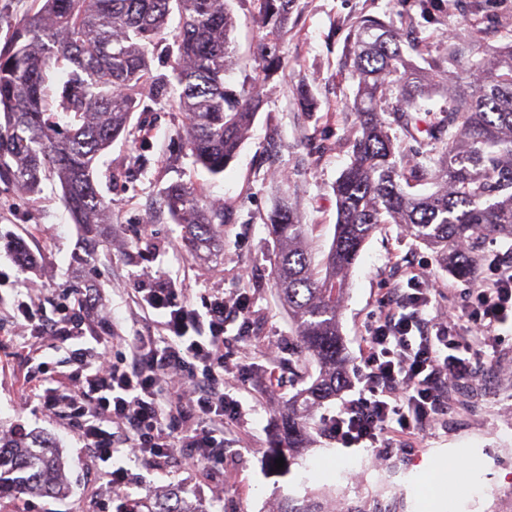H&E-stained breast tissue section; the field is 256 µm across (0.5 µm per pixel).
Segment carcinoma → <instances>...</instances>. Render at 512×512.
Returning a JSON list of instances; mask_svg holds the SVG:
<instances>
[{
  "label": "carcinoma",
  "instance_id": "cac0c4a2",
  "mask_svg": "<svg viewBox=\"0 0 512 512\" xmlns=\"http://www.w3.org/2000/svg\"><path fill=\"white\" fill-rule=\"evenodd\" d=\"M231 0H39L0 43V182L27 195L44 180L59 183L62 203L90 243L107 235L112 204L95 183L100 155L130 135L147 97L188 117L184 140L193 162L218 176L235 157L260 109L257 92H237L224 76L236 64L230 39ZM294 0H259L261 23L280 33ZM179 27L165 53L171 73L152 67L151 47L165 39L173 14ZM477 72L455 77L447 118L430 126L435 166L399 167L382 117L390 111L408 135L416 112H427L428 90L404 70L399 34L376 18L358 22L350 46L358 78L353 108L359 135L352 160L336 182L335 234L321 271L308 248L310 225L288 203L266 218L280 252L274 284L295 322L303 348L322 371L288 402L279 447L290 460L316 425V410L348 381L349 362L338 308L349 270L382 224H400L442 264L465 276L479 233L512 240V44H477ZM459 130V135L451 129ZM436 178L444 191L408 193L404 185ZM163 204L188 226L191 250L212 246L224 207L190 184L169 186ZM66 490L55 449L22 432H0V498H55ZM326 500L305 497L279 512H326ZM148 512H196L177 493Z\"/></svg>",
  "mask_w": 512,
  "mask_h": 512
}]
</instances>
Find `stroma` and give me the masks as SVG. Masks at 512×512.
I'll return each mask as SVG.
<instances>
[{
	"instance_id": "stroma-1",
	"label": "stroma",
	"mask_w": 512,
	"mask_h": 512,
	"mask_svg": "<svg viewBox=\"0 0 512 512\" xmlns=\"http://www.w3.org/2000/svg\"><path fill=\"white\" fill-rule=\"evenodd\" d=\"M231 34L239 60L226 76L234 89L258 85L261 108L237 156L220 176L193 165L182 147L187 119L160 104L134 112L132 125L147 138L118 139L102 156L96 184L112 202L109 241L90 249L81 228L61 202V188L43 184L24 196L0 183V426L21 425L51 438L68 485L58 498L26 495L0 498V512H119L124 499L149 512L156 501L184 491L196 512H277L283 497L300 498L328 490L337 503L379 499L388 487L403 494L402 512H512V327L500 328L492 345L481 347L469 390L451 415L426 423L409 442L381 448H346L324 428L312 430L304 459L288 470L276 469L271 440L289 398L317 376L319 365L301 348L298 330L281 304L273 281L278 246L268 235L265 217L288 200L303 223L312 227L316 260L328 253L337 220L334 185L351 162L358 118L351 109L358 81L352 72L349 36L356 21L377 17L402 35L410 70L426 76L436 89L428 109L417 116L418 130L406 136L391 124L397 158L404 165L422 161L431 148L428 128L443 107L448 78L470 67V47L512 41V0H296L282 35L270 37L258 15V0H232ZM458 47L456 64L448 51ZM280 57L282 67L257 81L260 51ZM308 88L314 111L297 102ZM183 182L223 206L226 220L221 246L193 254L186 228L174 223L162 204L165 189ZM37 259L18 266L14 243ZM512 255V241L481 236L471 277L454 276L434 252L398 224H384L364 244L346 280L340 311L344 347L353 374H360L368 328L393 288L406 284L420 268L430 272L429 316L445 320L449 300H462L466 288L491 276L493 260ZM86 257V272L97 285L116 337L113 356L127 351L137 333L159 331L161 317L144 308L140 289L152 279L178 289L193 308L205 297H247L245 325H231L224 358L231 367L226 390L242 404L239 419L224 433V472L190 467L173 457L149 462L114 454L98 459L85 448L67 419L45 413L26 401V375L44 364L53 377L74 374L62 346L47 340L38 351L16 343L11 307L25 281L43 285L39 297L54 312L69 290L81 287L76 257ZM277 341L275 361H267L268 341ZM466 472L476 493L449 492L448 473ZM496 492L489 504L483 490Z\"/></svg>"
}]
</instances>
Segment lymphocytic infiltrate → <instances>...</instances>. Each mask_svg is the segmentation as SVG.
Segmentation results:
<instances>
[{
    "mask_svg": "<svg viewBox=\"0 0 512 512\" xmlns=\"http://www.w3.org/2000/svg\"><path fill=\"white\" fill-rule=\"evenodd\" d=\"M397 301L366 339L364 396L328 416V435L343 447H376L390 431L412 434L442 414L448 384L470 376L473 347L460 344L447 322L424 317L428 289H396ZM140 301L164 318L163 335L141 333L127 354L113 358L104 342L112 326L91 289L79 288L72 303L46 313L35 298L18 301L12 318L28 342L44 338L65 346L79 370L71 383L43 388L47 411L72 422L79 439L101 460L115 452L161 460L178 455L216 470L224 465V425L236 420L239 400L224 389V323L247 314L243 297L206 300L203 310L182 305L176 289L156 282ZM476 337L512 322V259L478 283L464 306ZM93 333H86L87 325ZM99 349L88 352L86 337Z\"/></svg>",
    "mask_w": 512,
    "mask_h": 512,
    "instance_id": "obj_1",
    "label": "lymphocytic infiltrate"
}]
</instances>
